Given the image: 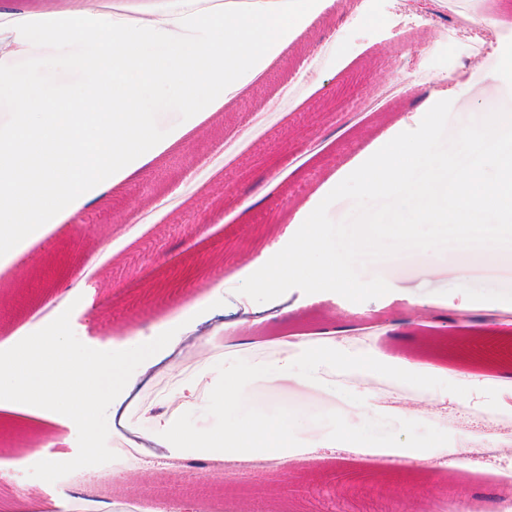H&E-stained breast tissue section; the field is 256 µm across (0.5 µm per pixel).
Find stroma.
<instances>
[{
    "label": "stroma",
    "instance_id": "obj_1",
    "mask_svg": "<svg viewBox=\"0 0 512 512\" xmlns=\"http://www.w3.org/2000/svg\"><path fill=\"white\" fill-rule=\"evenodd\" d=\"M68 4L0 0V68L28 85L53 88L58 106L69 102L81 75L43 63L80 52L81 42L37 41L29 30L43 13ZM487 7L495 24L474 30L444 20L429 24L424 10L406 0H355L350 10H333L248 97L209 118L203 136L162 148L106 203L84 207L78 228L51 232L24 264L0 270V300L11 303L0 313V350L36 332L49 307L70 310L78 339L98 350L128 349L156 329L171 332L191 322L210 346L209 358L170 363L146 391L134 423L149 429L169 412L208 432L288 410L302 424L290 457L264 462L259 479L225 474L223 483L235 487L230 497L219 495L223 483H210L196 500L202 512H236L238 501L276 482L285 464L294 484L266 512H398L410 495L426 512H440L446 501L456 512H486L512 491V455L502 452L512 444V428L493 414L497 391L490 383L501 360L468 356L456 345H480L495 328L488 314L512 312V259L491 249L462 256L411 252L362 268L363 278L379 275L390 285L382 297L354 303L333 292L292 289L287 308L255 304L249 339H241L235 323L237 288L251 274L240 254L267 261L287 245L295 214L332 174L365 161L374 138L417 128V91L451 100L452 134L480 111L512 110V75L501 69L512 50V0H487ZM419 33L428 51H403L401 40ZM477 44L484 47L481 65L463 68ZM372 71L390 83L404 72L415 81L395 100L380 98L353 112L327 109L343 81L369 90ZM256 107L271 118L250 138L239 113ZM228 139L238 155L210 159L212 146ZM461 313L470 321H458ZM339 318L348 327L336 338L345 362L323 361L311 370L305 355L317 331ZM400 352L410 363L401 371L388 361ZM288 354L297 357L292 374L277 373ZM370 354L382 359L373 390L358 385L353 368ZM249 368L256 376L224 408L213 377ZM189 381L197 384L195 402L171 410ZM482 447L501 454L480 456ZM57 452H78L71 419L0 408V470L11 487L85 495L79 479L57 485L29 476L31 466Z\"/></svg>",
    "mask_w": 512,
    "mask_h": 512
}]
</instances>
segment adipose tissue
I'll use <instances>...</instances> for the list:
<instances>
[{
  "label": "adipose tissue",
  "instance_id": "adipose-tissue-1",
  "mask_svg": "<svg viewBox=\"0 0 512 512\" xmlns=\"http://www.w3.org/2000/svg\"><path fill=\"white\" fill-rule=\"evenodd\" d=\"M334 0H226L209 14L185 0L174 24L146 23L142 9L121 22L80 10L51 14L32 28L37 40L79 35L84 50L65 66L84 77L71 108L52 106V93L18 82L0 69V88L13 87L19 122L0 130V254L21 259L20 243H35L46 228L70 224L88 204L134 178L158 150L155 118L184 117L186 134L256 84L285 51L314 30ZM189 36L172 42L171 28ZM165 92L143 107L141 88ZM154 440L171 457L218 462L243 456L262 460L287 452L296 420L256 418L245 428L216 434L159 419Z\"/></svg>",
  "mask_w": 512,
  "mask_h": 512
}]
</instances>
